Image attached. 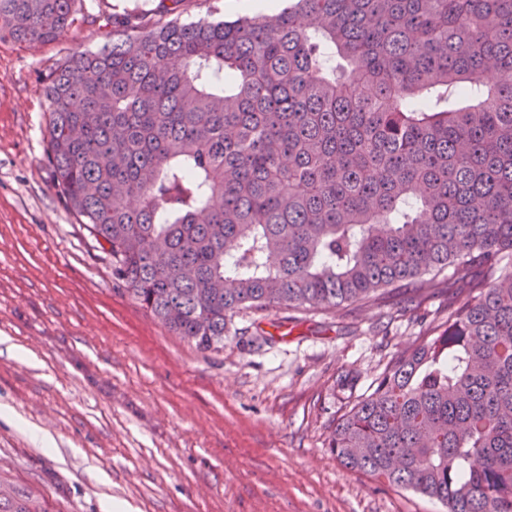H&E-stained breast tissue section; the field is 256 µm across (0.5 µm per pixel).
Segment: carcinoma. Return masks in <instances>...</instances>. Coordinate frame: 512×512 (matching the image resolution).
<instances>
[{"instance_id": "obj_1", "label": "carcinoma", "mask_w": 512, "mask_h": 512, "mask_svg": "<svg viewBox=\"0 0 512 512\" xmlns=\"http://www.w3.org/2000/svg\"><path fill=\"white\" fill-rule=\"evenodd\" d=\"M83 0H0V39ZM45 74V158L112 273L202 351L243 309L470 299L334 420L349 472L512 512V0H288L149 24ZM0 512H47L0 479Z\"/></svg>"}]
</instances>
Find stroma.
Wrapping results in <instances>:
<instances>
[{
    "mask_svg": "<svg viewBox=\"0 0 512 512\" xmlns=\"http://www.w3.org/2000/svg\"><path fill=\"white\" fill-rule=\"evenodd\" d=\"M168 4L84 0L55 42L0 40V477L47 512H446L346 471L326 443L347 403L468 300L465 283L440 275L419 302L402 288L372 306L243 310L203 352L129 295L55 196L41 75L107 43L110 15L253 13L248 0ZM273 323L288 336L265 335Z\"/></svg>",
    "mask_w": 512,
    "mask_h": 512,
    "instance_id": "1",
    "label": "stroma"
}]
</instances>
